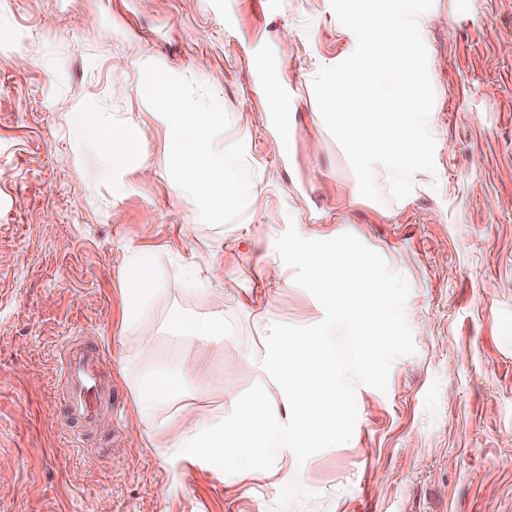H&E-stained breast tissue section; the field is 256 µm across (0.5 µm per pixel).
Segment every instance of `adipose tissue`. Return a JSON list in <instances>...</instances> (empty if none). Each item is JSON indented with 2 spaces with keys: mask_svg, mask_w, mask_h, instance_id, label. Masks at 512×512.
Listing matches in <instances>:
<instances>
[{
  "mask_svg": "<svg viewBox=\"0 0 512 512\" xmlns=\"http://www.w3.org/2000/svg\"><path fill=\"white\" fill-rule=\"evenodd\" d=\"M155 117L164 126L169 143L176 149L186 187L198 197L220 206L238 199L249 185L248 175L238 166L232 152L218 148L208 131L223 120L219 112H186L175 102V92L160 82L152 100ZM79 116L87 128L97 131L103 148L120 164L130 142L128 128L105 123L100 113L81 108ZM197 130L189 148H182L185 131ZM335 258L332 272H324L320 256L303 252L299 258L310 268L321 291L322 304L330 320L312 330L291 336L278 318H269L264 326L270 347L252 361L256 371L287 381L296 373L307 380L327 381L326 399L314 391L295 392L290 400V416L263 394H255L237 412L224 414L214 410L195 414L183 409L158 416V408L183 386L180 373L149 371L142 375L135 402L142 428L144 447L155 449L168 461L180 457H204L217 460L225 468L241 470L252 461L301 458L308 443L335 436L347 424L343 406L349 390V372L358 357L377 351L380 344L396 332L404 313L400 297L386 293L384 276L353 252L330 244L326 252ZM156 279L146 255H139L125 269L122 290V328L137 329L144 309L155 291ZM342 323L348 345L337 348L334 323ZM171 332L202 346L224 342L223 312L174 314Z\"/></svg>",
  "mask_w": 512,
  "mask_h": 512,
  "instance_id": "obj_1",
  "label": "adipose tissue"
}]
</instances>
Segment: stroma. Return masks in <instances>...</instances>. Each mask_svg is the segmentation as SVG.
<instances>
[{"label":"stroma","instance_id":"obj_1","mask_svg":"<svg viewBox=\"0 0 512 512\" xmlns=\"http://www.w3.org/2000/svg\"><path fill=\"white\" fill-rule=\"evenodd\" d=\"M435 92L434 171L396 201L363 198L312 88L355 35L330 0H0V512H512V0H434L421 16ZM279 52L288 149L266 107L261 56ZM152 57L157 72L138 69ZM177 86L250 191L218 208L178 193L179 165L149 98ZM126 85L123 94L117 85ZM132 129L121 166L73 110ZM355 248L405 302L377 362L355 369L349 420L297 460L233 471L161 462L134 394L149 370L201 361L167 411H233L280 383L253 371L278 315L327 320L299 253ZM149 253L157 291L122 331V272ZM222 275L199 290L196 275ZM224 313V346L170 335L178 310ZM106 347L124 400L84 426L64 412L62 338Z\"/></svg>","mask_w":512,"mask_h":512}]
</instances>
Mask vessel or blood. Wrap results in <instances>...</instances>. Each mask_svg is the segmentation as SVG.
<instances>
[{
  "instance_id": "vessel-or-blood-1",
  "label": "vessel or blood",
  "mask_w": 512,
  "mask_h": 512,
  "mask_svg": "<svg viewBox=\"0 0 512 512\" xmlns=\"http://www.w3.org/2000/svg\"><path fill=\"white\" fill-rule=\"evenodd\" d=\"M103 353L96 347L63 343L60 373L68 384L64 406L84 423H93L102 407Z\"/></svg>"
}]
</instances>
